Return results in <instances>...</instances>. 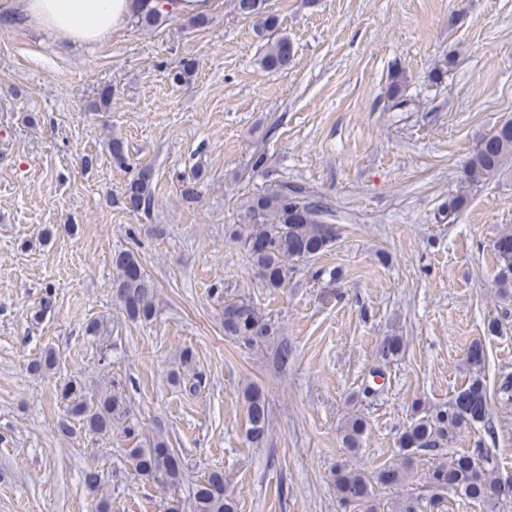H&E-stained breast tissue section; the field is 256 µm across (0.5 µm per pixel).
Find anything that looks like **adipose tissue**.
Here are the masks:
<instances>
[{"label": "adipose tissue", "instance_id": "ef3b65f1", "mask_svg": "<svg viewBox=\"0 0 512 512\" xmlns=\"http://www.w3.org/2000/svg\"><path fill=\"white\" fill-rule=\"evenodd\" d=\"M139 7V0H0V19L89 44L122 32Z\"/></svg>", "mask_w": 512, "mask_h": 512}]
</instances>
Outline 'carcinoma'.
<instances>
[{"label":"carcinoma","instance_id":"carcinoma-1","mask_svg":"<svg viewBox=\"0 0 512 512\" xmlns=\"http://www.w3.org/2000/svg\"><path fill=\"white\" fill-rule=\"evenodd\" d=\"M145 6L137 11L138 23L153 27L174 16L175 0H143ZM234 9L240 15L254 20L257 36L264 40L256 64L265 71L286 72L293 68L295 52L291 40L278 33L277 17L267 11L266 0H234ZM407 76L395 71L387 88V98L393 107L404 109L410 99L404 97ZM113 161L123 165L127 160L124 140L114 136L108 141ZM512 160V120L498 126L476 146L463 168L461 187L448 199V221L465 209L470 189L495 176ZM154 172L149 166L137 169L127 185L126 208L131 212L148 210L154 199L151 189ZM244 223L233 236L242 244L252 267L267 288L284 285L292 271L290 262L314 257L328 250L337 238L336 225L330 207L300 186L279 184L253 193L243 204ZM500 288H512V228L501 230L492 243ZM116 271L112 287L115 288L127 316L133 320L148 321L154 316L155 284L142 270L131 250L112 255ZM224 335L246 344H256L273 335V325L256 307L245 301L224 306ZM400 336H388L382 347L386 360L396 359L403 351ZM466 360L474 370L466 388L459 391L447 404L425 408L413 406L410 424L400 436L403 461L369 475L341 470L336 474V494L343 504H351L360 512H384L385 504L379 500L376 488L402 485L413 470V456L433 452L451 445L458 432L467 426L481 424L491 428L487 385L482 376L485 351L476 342L469 348ZM58 363L54 350H45L32 360L28 368L35 374L52 370ZM59 398L66 412L61 422L65 432L79 430L99 441L112 434V428L124 415L123 399L117 392L107 391L96 400L83 393L81 382L68 379L59 388ZM248 428L246 438L253 445H262L269 427V409L266 397L256 386L243 393ZM125 437L135 442L128 451V462L145 479L161 482L173 490L180 485L184 468L182 457L162 438L147 445L138 442V429L132 423L122 426ZM366 429L360 417L350 418L342 427L343 447H359ZM493 453L480 445L461 453H454L446 462L433 463L423 477L433 490L429 498L430 512H445L444 493L452 491L465 500L477 502L486 512H496L500 502L512 495L509 483L502 481L497 463L489 462ZM193 512H236V504L224 490V472L211 469L196 482L192 489Z\"/></svg>","mask_w":512,"mask_h":512}]
</instances>
